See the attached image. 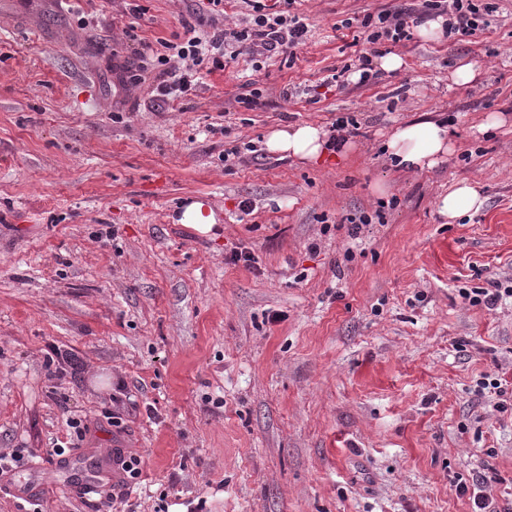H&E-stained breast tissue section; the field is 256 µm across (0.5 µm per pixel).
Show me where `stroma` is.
<instances>
[{
	"label": "stroma",
	"mask_w": 512,
	"mask_h": 512,
	"mask_svg": "<svg viewBox=\"0 0 512 512\" xmlns=\"http://www.w3.org/2000/svg\"><path fill=\"white\" fill-rule=\"evenodd\" d=\"M21 2L0 0V453L47 456L72 417L89 431L0 512H88L108 448L142 459L112 512H471L455 484L485 464L512 512V407L484 385L512 382V298L462 295L512 284V0H490L487 30L384 43L401 67L343 90L325 83L366 51L364 14L419 0H296L291 53L239 55L162 107L108 62L210 30L207 0H32L18 23ZM347 114L340 160L264 148ZM431 118L452 153L392 168L393 128ZM460 180L486 203L448 224L437 200ZM190 199L214 236L177 224ZM57 347L77 369L52 375Z\"/></svg>",
	"instance_id": "stroma-1"
}]
</instances>
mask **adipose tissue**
Returning a JSON list of instances; mask_svg holds the SVG:
<instances>
[{
	"label": "adipose tissue",
	"instance_id": "ef3b65f1",
	"mask_svg": "<svg viewBox=\"0 0 512 512\" xmlns=\"http://www.w3.org/2000/svg\"><path fill=\"white\" fill-rule=\"evenodd\" d=\"M453 130L442 121H422L398 125L382 147L396 167L407 171L436 168L452 151ZM267 151L304 161H318L330 149L328 134L311 124H292L268 134ZM485 198L475 183L462 180L439 197L437 210L448 221L479 213Z\"/></svg>",
	"mask_w": 512,
	"mask_h": 512
}]
</instances>
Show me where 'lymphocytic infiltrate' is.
<instances>
[{
	"mask_svg": "<svg viewBox=\"0 0 512 512\" xmlns=\"http://www.w3.org/2000/svg\"><path fill=\"white\" fill-rule=\"evenodd\" d=\"M444 18L447 36L472 34L486 26L485 16L476 0H422L419 11L382 9L364 15L360 22L368 52L358 56L357 71L361 79L376 80L380 73L373 65L383 41L398 43L411 38V24L417 15ZM308 31L307 25L296 16L266 12L264 5L253 7L252 17L242 27L213 28L207 37H188L178 43H167V51L159 56L142 55L139 74L117 73L116 87L127 89L129 83H141L144 75H152L157 101L189 95L197 84V74L204 65L220 70L225 57H237L248 51L259 61L282 53L300 44Z\"/></svg>",
	"mask_w": 512,
	"mask_h": 512,
	"instance_id": "lymphocytic-infiltrate-1",
	"label": "lymphocytic infiltrate"
}]
</instances>
